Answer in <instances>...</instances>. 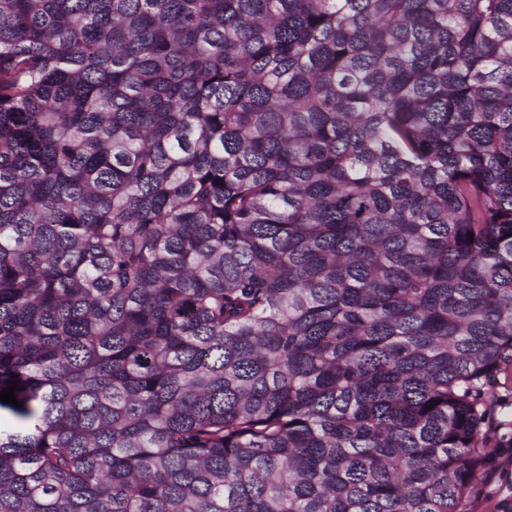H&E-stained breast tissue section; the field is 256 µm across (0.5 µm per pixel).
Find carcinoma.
<instances>
[{
  "mask_svg": "<svg viewBox=\"0 0 512 512\" xmlns=\"http://www.w3.org/2000/svg\"><path fill=\"white\" fill-rule=\"evenodd\" d=\"M512 368V0H0V512H461Z\"/></svg>",
  "mask_w": 512,
  "mask_h": 512,
  "instance_id": "cac0c4a2",
  "label": "carcinoma"
}]
</instances>
